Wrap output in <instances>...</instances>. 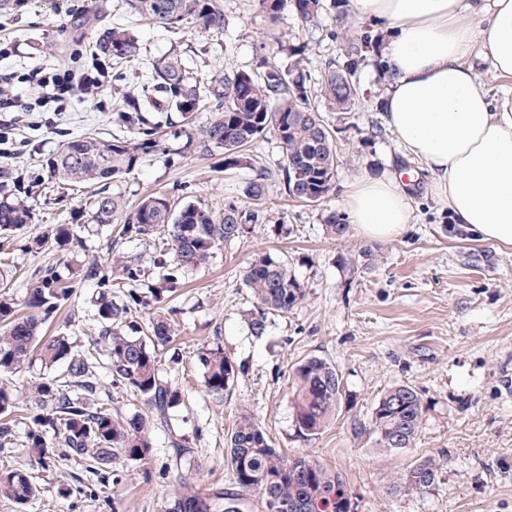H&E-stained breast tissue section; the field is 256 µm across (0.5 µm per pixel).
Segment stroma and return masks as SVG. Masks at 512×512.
Returning a JSON list of instances; mask_svg holds the SVG:
<instances>
[{
    "instance_id": "obj_1",
    "label": "stroma",
    "mask_w": 512,
    "mask_h": 512,
    "mask_svg": "<svg viewBox=\"0 0 512 512\" xmlns=\"http://www.w3.org/2000/svg\"><path fill=\"white\" fill-rule=\"evenodd\" d=\"M222 7V32L191 26L170 32L130 13L125 0H25L15 14L0 18V43L16 48L0 56V80L15 78L16 93L28 102L34 93L20 83L23 73L50 72L64 64L91 67L98 60L94 34L73 22L97 14L131 29L141 44L138 60L122 67L126 86H143L152 60L175 48L196 71L256 69V46L265 32L257 0H223ZM350 8V0H339L309 30L299 28L292 13H283L280 29L305 44L312 79L340 55L341 42L331 32L337 10ZM357 79L361 100L354 111L325 115L329 127L339 130L343 152L336 191L318 203L300 202L288 196L282 179L273 180L266 221L186 275V287L175 301L177 337L166 350L171 360L165 365L182 402L170 410L167 424L152 429L150 463L119 460L112 476L102 480L86 473L81 462L70 461L64 473H76L77 482L64 484V473L44 474L36 500L20 509L0 499V512H171L185 486L233 488L225 439L242 406L251 410L274 447L310 454L339 471L358 497L360 512H512V246L477 240L454 224L438 201L430 173L408 158L386 129L378 106L383 84L377 50L368 52ZM117 102L110 88L99 105L72 99L55 115L52 132L39 126L44 113H22L16 140L0 157V167L20 177L17 196L31 209L22 237L41 236L76 213L86 189L58 188L48 178L45 161L70 137L115 135ZM376 126L380 134L367 138ZM170 150L167 157L145 156L131 174L114 180L112 192L132 207L146 194L164 192L181 204L217 209L241 195L254 176L249 168L223 170L218 156L185 151L178 140L171 141ZM404 165L414 181L411 221L401 236L373 240L354 227L339 244L325 235L326 216L342 209V186ZM80 235L82 245L72 253H30L4 241L0 260L8 264L19 303L32 288L36 269L53 266L72 281L73 296L50 327L77 336L86 347L96 333L91 316L96 286L77 276L76 260L93 256L106 263L116 251L147 259L155 244L116 239L110 227L94 224ZM364 247L375 250L376 268L343 276L338 253ZM259 252L288 262L304 282L306 298L288 314L273 317L267 334L257 338L242 313L253 302L243 270ZM212 342L223 344L241 370L237 384L222 396L208 394L201 385L196 350ZM307 356L334 363L347 393L345 408L309 443L295 436L290 403L291 367ZM398 383L415 388L426 411L414 446L390 455L367 439H354L348 422L351 415L367 414L381 392ZM97 394L113 414L148 411L141 396L113 387L108 372H101ZM178 435L191 437L190 456L175 458L172 439ZM426 456L441 464L436 489L413 497L394 493L391 475Z\"/></svg>"
}]
</instances>
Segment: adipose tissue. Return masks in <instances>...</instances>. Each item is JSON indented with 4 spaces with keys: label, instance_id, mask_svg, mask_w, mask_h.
I'll return each instance as SVG.
<instances>
[{
    "label": "adipose tissue",
    "instance_id": "ef3b65f1",
    "mask_svg": "<svg viewBox=\"0 0 512 512\" xmlns=\"http://www.w3.org/2000/svg\"><path fill=\"white\" fill-rule=\"evenodd\" d=\"M354 14L382 23L390 81L384 119L404 150L434 177L448 211L474 237L512 245V103L496 102L467 60L487 49L512 76V0H351ZM343 208L372 239H394L411 219L401 174L364 176Z\"/></svg>",
    "mask_w": 512,
    "mask_h": 512
}]
</instances>
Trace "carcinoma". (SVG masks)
Wrapping results in <instances>:
<instances>
[{"label":"carcinoma","mask_w":512,"mask_h":512,"mask_svg":"<svg viewBox=\"0 0 512 512\" xmlns=\"http://www.w3.org/2000/svg\"><path fill=\"white\" fill-rule=\"evenodd\" d=\"M131 11L161 27L176 31L189 24L206 32L224 29V11L219 0H127ZM266 26V41L260 43L263 71H221L193 74L178 54L160 57L152 64V88L128 91L123 105L112 113V122L126 136L111 141L91 136L62 142L47 158L45 167L61 184L94 183L99 191L85 212L88 224L112 225L122 217L118 236L159 241L153 266L162 270L156 283L141 290L146 267L137 256L117 252L102 264L91 257L82 265V276L96 282L94 321L97 338L93 348L83 349L65 333L42 334L71 297L72 286L51 267L37 271L25 304L32 312L17 313L15 303L3 293L0 300V375L39 362L45 370L66 364V376L43 378L32 390L25 407L0 387V448L15 445L13 415L22 410L29 423L26 448L35 467L0 468V498L24 507L40 493L38 470L50 471L61 462L79 458L87 471L100 474L120 458L144 463L151 452L150 431L166 421L169 410L181 404V392L163 375L162 354L175 334L174 311L153 312L144 325L128 321L132 310L152 309L179 291L184 274L207 263L220 246L248 233L266 220L265 204L273 174L257 171L242 197L227 199L215 211L187 204L173 206L161 193L144 197L128 210L124 196L106 186L135 169L144 156L169 151V139H185L183 148L223 155L224 169L252 164L244 147L270 133L281 152V172L288 196L318 202L334 189L340 153L336 138L327 128L321 109L344 114L359 99L357 73L361 48L369 35L358 33L355 19L347 12L336 14L342 59L328 62L320 78L309 84L304 69L305 46L280 31L281 15L290 10L298 25H318L324 0H258ZM99 56L115 63L139 56L137 37L129 30L102 29L95 40ZM209 108L215 112L207 124L194 127V114ZM173 111L178 119L161 125L153 112ZM31 220L29 206L7 196L0 199V235L22 230ZM80 224H55L50 233L31 240L30 251L64 247L79 241ZM327 235L338 243L350 233L344 215L332 212L325 219ZM336 263L341 272L353 275L375 264L368 247L356 253H341ZM243 282L255 300L244 314L251 335L267 334L269 316L285 315L301 304L306 288L288 266L261 254L248 263ZM202 386L213 395L231 391L239 369L219 343L197 350ZM106 368L112 384L140 395L150 413L131 418H113L112 409L96 400L99 368ZM292 408L296 437L311 441L336 416L346 398L338 368L317 356L298 361L292 369ZM425 407L419 393L406 384L385 389L367 416L350 417L355 439L368 436L390 454L410 448L422 430ZM57 438L47 442V433ZM227 462L236 492L216 485L205 489L185 488L174 504L175 512H226L238 498L241 512H313L318 500L328 512H349V492L344 477L305 453L285 454L273 447L263 428L245 408L238 409L226 438ZM440 464L420 458L397 473L392 489L404 496L424 494L437 486Z\"/></svg>","instance_id":"obj_1"}]
</instances>
